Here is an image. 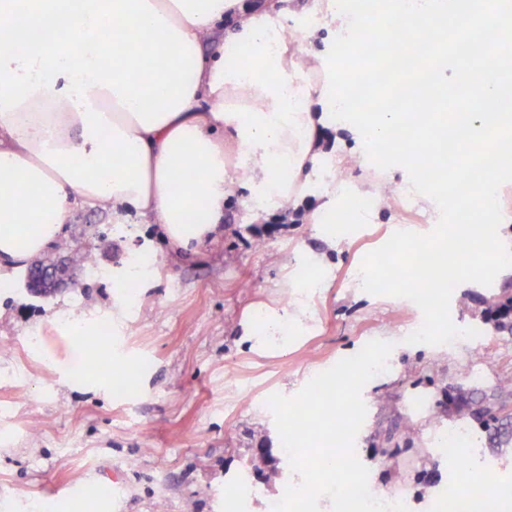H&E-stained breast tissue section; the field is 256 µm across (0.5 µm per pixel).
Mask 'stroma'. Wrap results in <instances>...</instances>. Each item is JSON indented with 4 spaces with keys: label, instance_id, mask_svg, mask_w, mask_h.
Listing matches in <instances>:
<instances>
[{
    "label": "stroma",
    "instance_id": "obj_1",
    "mask_svg": "<svg viewBox=\"0 0 512 512\" xmlns=\"http://www.w3.org/2000/svg\"><path fill=\"white\" fill-rule=\"evenodd\" d=\"M289 28H302L300 64L327 56L333 25L313 0H290ZM325 149L292 200L304 214L277 223L260 190L232 189L216 241L173 250L163 227L124 223L78 207L67 240L96 257L62 290L27 293L23 272L0 288V512H224L242 472L254 491L244 512H269L297 482L266 401L295 396L315 375L372 340L392 343L386 371L362 390L367 413L354 451L379 492L409 512H512V326L485 311L512 297V268L492 285H458L450 317L478 335L407 344L423 314L405 298L361 287L364 256L393 233H429L436 205L410 188L403 169L377 168L350 123L325 118ZM337 163L340 178L328 176ZM376 198L343 223L322 222L332 198ZM156 260L133 287L115 289L130 265ZM111 347L85 369L68 317ZM478 459L495 487L467 497L457 460ZM278 470L273 483L265 476Z\"/></svg>",
    "mask_w": 512,
    "mask_h": 512
}]
</instances>
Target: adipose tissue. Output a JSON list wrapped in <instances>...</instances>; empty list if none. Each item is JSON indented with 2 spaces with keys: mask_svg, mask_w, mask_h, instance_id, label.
<instances>
[{
  "mask_svg": "<svg viewBox=\"0 0 512 512\" xmlns=\"http://www.w3.org/2000/svg\"><path fill=\"white\" fill-rule=\"evenodd\" d=\"M234 4L0 0V271L64 239L79 205L155 217L188 250L217 232L230 185L298 195L324 71L289 57L277 0L236 33L242 62L205 55Z\"/></svg>",
  "mask_w": 512,
  "mask_h": 512,
  "instance_id": "ef3b65f1",
  "label": "adipose tissue"
}]
</instances>
